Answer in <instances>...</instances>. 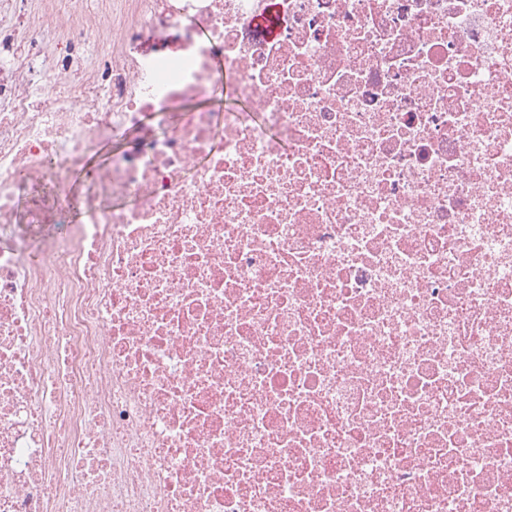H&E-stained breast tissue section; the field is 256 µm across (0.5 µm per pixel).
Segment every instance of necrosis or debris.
<instances>
[{
  "label": "necrosis or debris",
  "mask_w": 512,
  "mask_h": 512,
  "mask_svg": "<svg viewBox=\"0 0 512 512\" xmlns=\"http://www.w3.org/2000/svg\"><path fill=\"white\" fill-rule=\"evenodd\" d=\"M42 184L0 512H512V0H0Z\"/></svg>",
  "instance_id": "1"
}]
</instances>
